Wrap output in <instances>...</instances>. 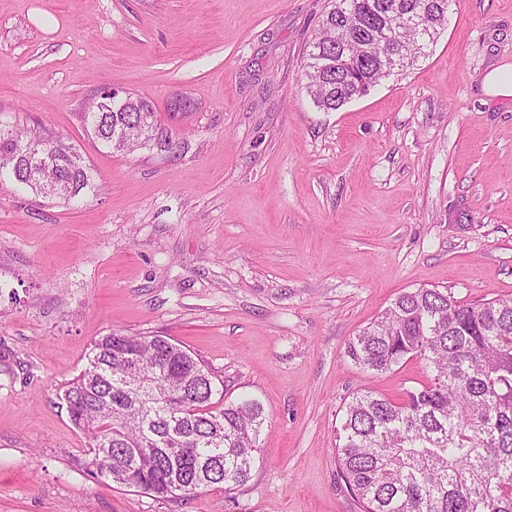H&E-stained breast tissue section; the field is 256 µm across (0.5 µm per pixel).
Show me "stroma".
<instances>
[{
	"label": "stroma",
	"instance_id": "obj_1",
	"mask_svg": "<svg viewBox=\"0 0 512 512\" xmlns=\"http://www.w3.org/2000/svg\"><path fill=\"white\" fill-rule=\"evenodd\" d=\"M329 0H0V116L75 148L103 185L63 204L0 190V512H359L341 408L398 398L349 338L401 292L512 297V0H453L437 43L339 110L302 90ZM114 87L184 142L103 146L81 120ZM179 98L190 113L171 116ZM471 221L461 224L459 213ZM161 334L258 400L260 458L233 492L161 500L95 479L59 395L92 341Z\"/></svg>",
	"mask_w": 512,
	"mask_h": 512
}]
</instances>
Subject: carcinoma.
<instances>
[{"label":"carcinoma","mask_w":512,"mask_h":512,"mask_svg":"<svg viewBox=\"0 0 512 512\" xmlns=\"http://www.w3.org/2000/svg\"><path fill=\"white\" fill-rule=\"evenodd\" d=\"M450 0H333L301 72L316 107L335 111L403 72L437 42ZM430 26L414 47L406 16ZM117 151L183 146L153 104L127 93L81 113ZM55 165L34 180L21 146ZM62 140L0 119V185L24 184L64 203L94 194L91 169ZM344 356L375 375L410 360L424 380L393 399L361 390L342 406L335 452L360 512H512V298L463 303L438 288L402 292L346 344ZM214 372L168 336L112 331L94 340L85 368L63 390L71 423L87 438L89 474L160 499L250 478L266 417L254 399L224 404Z\"/></svg>","instance_id":"cac0c4a2"}]
</instances>
